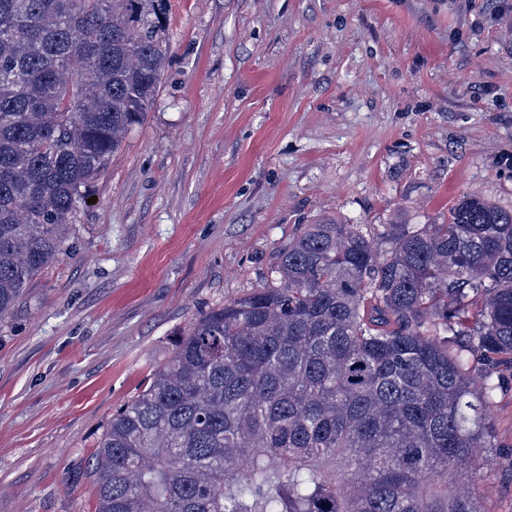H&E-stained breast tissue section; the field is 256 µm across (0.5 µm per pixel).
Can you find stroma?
<instances>
[{"label":"stroma","mask_w":512,"mask_h":512,"mask_svg":"<svg viewBox=\"0 0 512 512\" xmlns=\"http://www.w3.org/2000/svg\"><path fill=\"white\" fill-rule=\"evenodd\" d=\"M170 60L67 252L0 319V512H95L113 413L304 225L512 206L499 0H169ZM476 486L512 512V367Z\"/></svg>","instance_id":"stroma-1"}]
</instances>
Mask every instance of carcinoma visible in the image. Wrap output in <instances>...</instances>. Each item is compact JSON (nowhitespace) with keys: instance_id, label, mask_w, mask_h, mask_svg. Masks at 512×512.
<instances>
[{"instance_id":"1","label":"carcinoma","mask_w":512,"mask_h":512,"mask_svg":"<svg viewBox=\"0 0 512 512\" xmlns=\"http://www.w3.org/2000/svg\"><path fill=\"white\" fill-rule=\"evenodd\" d=\"M167 0H0V318L152 103ZM512 207L306 224L199 317L94 451L95 512H483Z\"/></svg>"}]
</instances>
